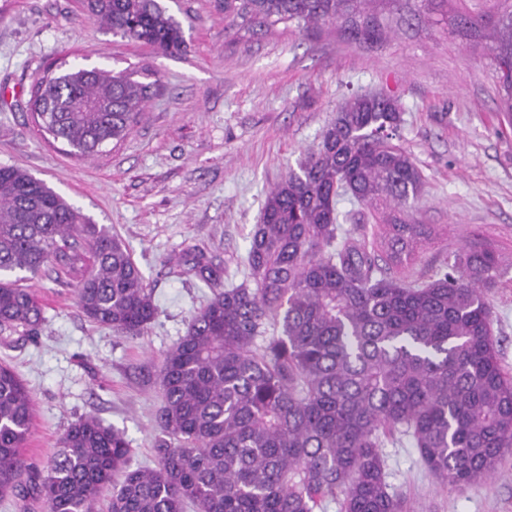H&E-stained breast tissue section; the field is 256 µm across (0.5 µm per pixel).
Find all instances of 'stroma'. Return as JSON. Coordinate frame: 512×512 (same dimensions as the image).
Returning <instances> with one entry per match:
<instances>
[{
    "label": "stroma",
    "mask_w": 512,
    "mask_h": 512,
    "mask_svg": "<svg viewBox=\"0 0 512 512\" xmlns=\"http://www.w3.org/2000/svg\"><path fill=\"white\" fill-rule=\"evenodd\" d=\"M163 2L186 40L172 55L113 34L79 0H0V165L25 170L120 238L158 306L143 336H121L83 316L72 277L51 265L26 274L46 322L37 338L0 343V364L34 398L26 453L44 462L71 422L93 415L126 434L133 463L151 464L163 355L212 295L198 278L171 274V261L200 250L243 282L269 191L317 149L356 92L399 101L400 144L423 176L414 218L431 239L406 276L430 277L477 243L508 267L488 299L512 374V121L480 46L415 20L386 41L358 43L337 24L233 22L224 0ZM61 62L148 67L160 89L125 138L72 156L28 105L37 79ZM383 454L411 512H512V454L490 483L462 492L440 485L409 444H386Z\"/></svg>",
    "instance_id": "35a3bbf8"
}]
</instances>
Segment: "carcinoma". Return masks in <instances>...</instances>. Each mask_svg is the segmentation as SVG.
I'll return each mask as SVG.
<instances>
[{
	"label": "carcinoma",
	"mask_w": 512,
	"mask_h": 512,
	"mask_svg": "<svg viewBox=\"0 0 512 512\" xmlns=\"http://www.w3.org/2000/svg\"><path fill=\"white\" fill-rule=\"evenodd\" d=\"M382 1L224 0V17L260 26L318 28L342 21L348 38H388ZM446 31L486 39L501 109L512 115V0H439ZM96 21L163 54L185 46L162 0H85ZM159 90L127 70L47 71L29 106L41 128L80 155L125 137ZM401 108L376 93L345 100L317 151L268 194L245 264L251 282L218 288L202 251L182 271L216 288L164 353L154 466H130L125 434L95 416L71 423L40 465L24 452L33 396L0 364V495L46 512H408L388 482L382 448L400 436L441 485L490 481L512 452V377L499 357L488 292L503 276L494 249L466 251L425 280L392 271L413 263L431 234L410 217L422 173L400 144ZM348 199L388 210L355 237L339 222ZM94 258L75 293L81 312L138 337L157 315L124 243L45 183L0 166V331L35 336L44 311L18 271H61Z\"/></svg>",
	"instance_id": "1"
}]
</instances>
